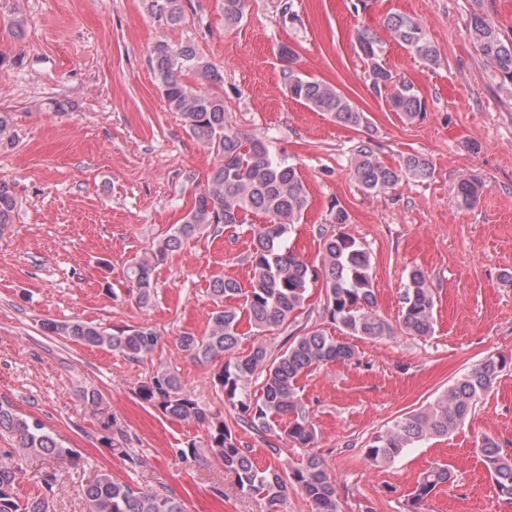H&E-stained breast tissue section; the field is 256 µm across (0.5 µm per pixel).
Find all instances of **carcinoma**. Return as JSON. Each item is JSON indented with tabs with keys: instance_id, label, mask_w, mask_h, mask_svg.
<instances>
[{
	"instance_id": "carcinoma-1",
	"label": "carcinoma",
	"mask_w": 512,
	"mask_h": 512,
	"mask_svg": "<svg viewBox=\"0 0 512 512\" xmlns=\"http://www.w3.org/2000/svg\"><path fill=\"white\" fill-rule=\"evenodd\" d=\"M186 0H145L147 11L164 28L186 23ZM224 23L234 26L244 17L245 0H222ZM386 28L396 41L430 65L439 60V50L427 38L420 22L406 14L386 18ZM469 32L476 51L497 72L500 86L512 87V40L502 36L494 21L476 10L470 15ZM358 48L368 66L373 92L386 99L402 120L413 122L425 114V100L411 83L398 81L381 60L380 41L372 33L359 35ZM286 62L282 70L284 88L291 99L317 111L330 114L336 122L359 127L367 123L365 113L333 85L296 71V52L280 48ZM150 63L159 89L170 111L182 118L189 133L214 156L205 188L194 196L192 207L172 232L158 239L131 263L126 278L135 301L141 308L152 306L155 298L153 271L168 256L190 239L208 229L237 228L250 225L252 249L246 256L252 277L244 288L234 279L217 278L211 293L219 301L211 312L206 331L198 336L183 333L176 338L177 349L191 361L204 365L217 360L224 367L217 381L224 399L238 410V419L252 429L273 435L276 420H287L282 429L285 440L301 446L310 444L315 428L300 397L299 378L328 363L352 361L355 347L347 341L315 329L297 336L278 356L257 344L239 355V326L248 319L257 331H270L288 323L303 309L308 290L317 281L325 288L323 313L343 328L347 336L380 338L390 333V325L376 312L372 286L371 257L356 238L345 233L324 238L320 267L311 268L287 246L291 225L299 223L308 204L303 182L294 165L270 148L256 134L236 130L224 110V95L218 91L224 77L215 66L197 52L189 41L157 40ZM192 75L195 82L185 81ZM351 174L368 193L381 194L403 179L423 180L431 175L429 161L409 154L398 167L381 163L372 148L359 145L352 158ZM482 183L474 177L461 178L455 187L458 205L472 207L482 193ZM17 201L11 187L0 181V238L11 231ZM263 217L260 223L250 221ZM240 299L237 306H224L225 299ZM435 301L425 272H409L401 307L400 321L413 336H429L434 330ZM44 331L66 336L89 348L106 347L130 360L153 355L159 334L145 325L129 326L110 333L99 326L79 320L43 323ZM505 358L491 355L448 386L426 408L411 412L376 434L366 459L374 465H391L411 449L448 436L462 425L477 400L493 387ZM262 379V397L253 401L248 388L254 379ZM136 395L164 417L207 427L208 447L224 467L236 474L242 493L263 502L266 512H282L288 488L297 486L310 501L312 512H339L336 484L323 461L316 455L303 458L289 469L269 465L263 469L252 460L251 450L240 446L236 435L223 420L213 417L198 399L182 385L177 371L162 367L141 382ZM9 437L13 447L0 449V512H50L49 493L55 475L45 480L46 490L33 497H21L17 485L23 478V461L32 455H47L59 467L78 463L77 451L63 445L37 417L20 413L0 401V437ZM478 451L493 480L499 497L512 501V456L501 454L497 442L485 436ZM451 472L437 465L418 480L411 497L412 512L448 484ZM85 512H186L185 503L174 494L139 488L116 479L106 468L98 470L84 491Z\"/></svg>"
}]
</instances>
